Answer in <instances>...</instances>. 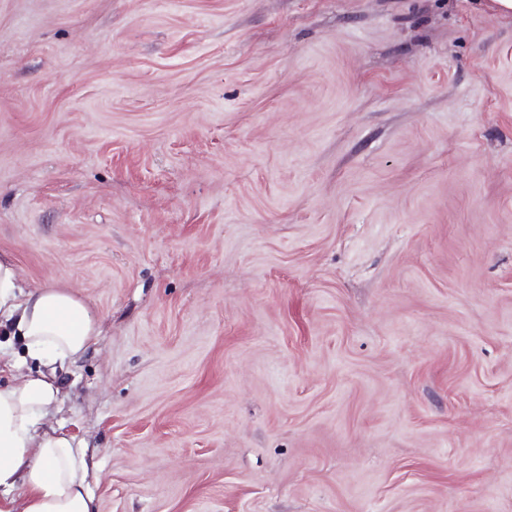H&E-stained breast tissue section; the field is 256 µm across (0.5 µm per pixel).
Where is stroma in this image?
Masks as SVG:
<instances>
[{"mask_svg": "<svg viewBox=\"0 0 512 512\" xmlns=\"http://www.w3.org/2000/svg\"><path fill=\"white\" fill-rule=\"evenodd\" d=\"M0 254L99 512H512L511 16L0 0Z\"/></svg>", "mask_w": 512, "mask_h": 512, "instance_id": "1", "label": "stroma"}]
</instances>
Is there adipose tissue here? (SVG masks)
<instances>
[{"instance_id": "1", "label": "adipose tissue", "mask_w": 512, "mask_h": 512, "mask_svg": "<svg viewBox=\"0 0 512 512\" xmlns=\"http://www.w3.org/2000/svg\"><path fill=\"white\" fill-rule=\"evenodd\" d=\"M0 332L40 364L0 385V512H99L85 448L46 422L61 394L56 368L96 345V314L57 285L23 289L13 260L0 255Z\"/></svg>"}]
</instances>
